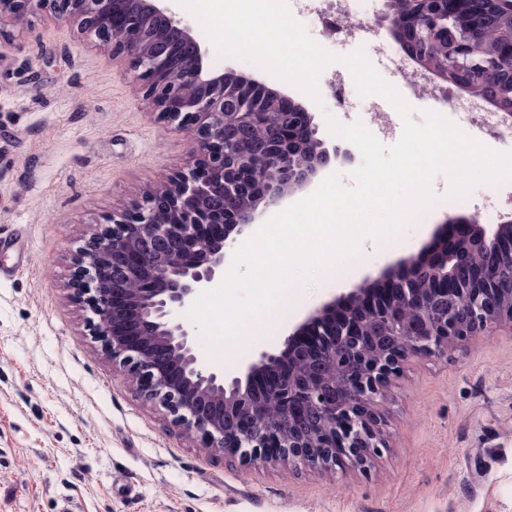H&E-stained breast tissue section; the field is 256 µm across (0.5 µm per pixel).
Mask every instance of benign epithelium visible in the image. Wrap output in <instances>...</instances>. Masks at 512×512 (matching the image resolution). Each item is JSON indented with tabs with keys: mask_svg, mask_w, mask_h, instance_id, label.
Segmentation results:
<instances>
[{
	"mask_svg": "<svg viewBox=\"0 0 512 512\" xmlns=\"http://www.w3.org/2000/svg\"><path fill=\"white\" fill-rule=\"evenodd\" d=\"M408 3L410 13L427 18L400 36L415 72L511 119L512 106L485 90V81L512 67V33L485 54L466 38L448 37L459 0ZM466 3L475 28L492 16H512V0ZM36 10L75 22L81 34L110 47L112 58L127 59L158 117L194 136L188 172L112 215V228L82 251L76 282L90 284L94 333L112 360L203 447L248 463L363 467L385 447L377 406L406 359L445 356L492 325L512 327V290L500 286L503 269L512 270V219L489 226L475 215L455 217L437 225L416 255L398 261L411 269L406 278L394 279L389 268L333 295L236 375L210 368L179 314L221 283L237 236L286 194L309 186L338 153L316 137L312 114L287 93L255 77L212 71L208 49L176 18L170 0H0V19L16 24ZM170 35L182 47L177 58L158 47ZM229 80L263 89L265 109L229 97ZM284 116L288 126L262 148L257 184L230 173L226 121L251 129ZM245 193L248 205L235 212L210 206L217 196ZM437 300L449 304L447 314H427L425 304ZM273 407L283 419L279 427L267 424Z\"/></svg>",
	"mask_w": 512,
	"mask_h": 512,
	"instance_id": "benign-epithelium-1",
	"label": "benign epithelium"
}]
</instances>
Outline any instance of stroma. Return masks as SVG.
<instances>
[{"instance_id": "35a3bbf8", "label": "stroma", "mask_w": 512, "mask_h": 512, "mask_svg": "<svg viewBox=\"0 0 512 512\" xmlns=\"http://www.w3.org/2000/svg\"><path fill=\"white\" fill-rule=\"evenodd\" d=\"M0 29V240L15 242L0 263L25 264L0 280V512H512L505 326L447 358L405 363L379 407L387 446L364 470L248 464L172 424L93 336L75 259L113 214L186 169L192 136L155 119L134 72L68 21L39 11ZM209 53L213 70L260 78L305 106L319 138L348 152L336 171L360 166L357 147L326 123L370 119L345 65L321 73L317 103L246 60ZM452 213L502 222L512 188L477 186L455 211L404 226L396 245L364 241L355 268L298 283L273 335L249 336L236 356L192 328L197 355L236 374L333 294L417 254Z\"/></svg>"}]
</instances>
